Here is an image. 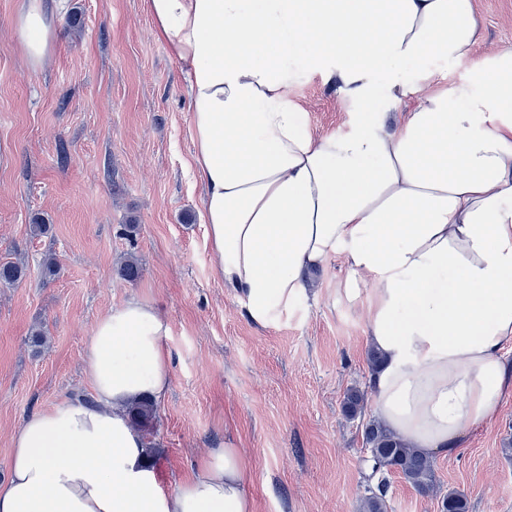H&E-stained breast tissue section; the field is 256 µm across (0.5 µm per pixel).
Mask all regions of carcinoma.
Returning a JSON list of instances; mask_svg holds the SVG:
<instances>
[{"label":"carcinoma","instance_id":"carcinoma-1","mask_svg":"<svg viewBox=\"0 0 512 512\" xmlns=\"http://www.w3.org/2000/svg\"><path fill=\"white\" fill-rule=\"evenodd\" d=\"M27 265L21 261H9L0 264V283L15 285L27 277ZM365 402L363 392L351 388L344 397L343 408L352 419L362 416ZM132 424L143 434L153 431L156 419L155 405L148 399H142L129 407ZM363 441L370 451L373 471L376 473H396L406 483L422 495H430L436 490L434 462L419 450L412 448L395 437L385 425L374 419L363 424ZM387 480L381 479L376 487L368 489L364 498L362 512H386ZM440 512H468L465 497L450 492L440 498Z\"/></svg>","mask_w":512,"mask_h":512}]
</instances>
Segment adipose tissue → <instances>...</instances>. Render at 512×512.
<instances>
[{
	"instance_id": "1",
	"label": "adipose tissue",
	"mask_w": 512,
	"mask_h": 512,
	"mask_svg": "<svg viewBox=\"0 0 512 512\" xmlns=\"http://www.w3.org/2000/svg\"><path fill=\"white\" fill-rule=\"evenodd\" d=\"M186 77L192 168L215 274L246 319L287 323L309 274L338 257L383 362L370 375L376 418L429 457L456 455L512 395V49L475 58L472 0H143ZM31 67L56 38L43 0L16 27ZM292 54L367 104L389 64L473 59L466 84L398 112L352 113L314 134L292 104ZM167 321L131 298L94 325L92 401L27 417L11 438L0 512H252L251 467L216 448L172 491L157 485L127 407L171 385Z\"/></svg>"
}]
</instances>
